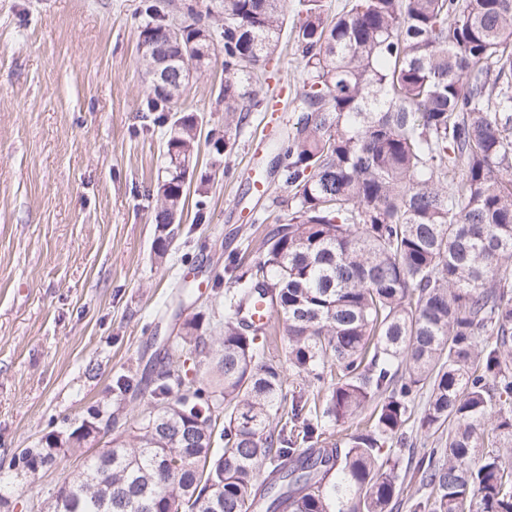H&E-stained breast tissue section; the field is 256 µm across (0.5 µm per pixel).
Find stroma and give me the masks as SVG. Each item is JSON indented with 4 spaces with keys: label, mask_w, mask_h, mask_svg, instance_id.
Returning <instances> with one entry per match:
<instances>
[{
    "label": "stroma",
    "mask_w": 512,
    "mask_h": 512,
    "mask_svg": "<svg viewBox=\"0 0 512 512\" xmlns=\"http://www.w3.org/2000/svg\"><path fill=\"white\" fill-rule=\"evenodd\" d=\"M151 5L207 16L215 50L178 108L223 136L218 0H0V460L70 432L97 404L119 403L132 420L147 398L117 401V380L136 379L154 335H175L181 317H222L237 263L254 262L267 228L288 220L272 204L288 190L268 167L299 117L291 99L274 115L248 113L231 154L201 145L176 239L156 257L165 136L146 110L138 38ZM301 82L284 45L251 91L266 101ZM258 168L262 197L251 189ZM183 277L198 290L180 310L172 290ZM80 464L61 454L53 471L0 470V512H39L38 489Z\"/></svg>",
    "instance_id": "stroma-1"
}]
</instances>
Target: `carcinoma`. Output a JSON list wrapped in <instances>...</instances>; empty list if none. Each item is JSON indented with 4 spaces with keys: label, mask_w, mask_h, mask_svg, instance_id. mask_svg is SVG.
Masks as SVG:
<instances>
[{
    "label": "carcinoma",
    "mask_w": 512,
    "mask_h": 512,
    "mask_svg": "<svg viewBox=\"0 0 512 512\" xmlns=\"http://www.w3.org/2000/svg\"><path fill=\"white\" fill-rule=\"evenodd\" d=\"M224 136L260 102L249 86L279 47L288 0H221ZM147 10L152 46L208 64L202 15ZM302 67L295 131L273 146L288 222L224 292L222 336L183 321L137 385L138 419L99 416L109 447L43 491V512H512V0H298ZM185 60V61H187ZM185 61L178 60L182 66ZM181 86L149 85L167 127L154 223L157 257L175 238L202 119ZM281 321L285 359L265 355ZM290 370L316 392L284 391ZM418 460L408 445L416 397ZM93 430L46 437L9 466L48 471ZM419 476L415 490L407 472Z\"/></svg>",
    "instance_id": "carcinoma-1"
}]
</instances>
